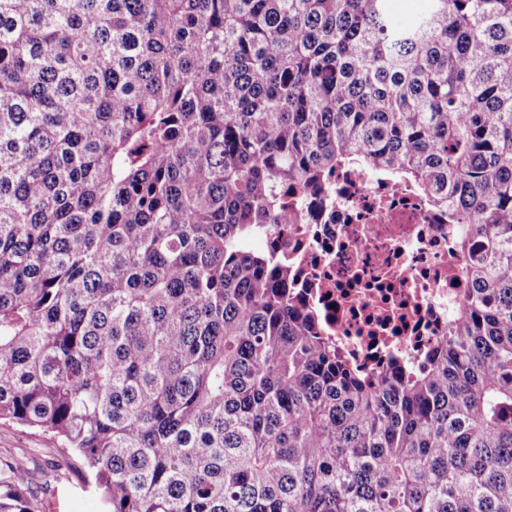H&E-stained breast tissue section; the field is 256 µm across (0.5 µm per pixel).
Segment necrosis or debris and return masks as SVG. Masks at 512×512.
Instances as JSON below:
<instances>
[{"mask_svg": "<svg viewBox=\"0 0 512 512\" xmlns=\"http://www.w3.org/2000/svg\"><path fill=\"white\" fill-rule=\"evenodd\" d=\"M335 191V203L265 246L293 259L296 301L319 313L349 363L370 377L422 367L470 286L464 227L376 170L338 173Z\"/></svg>", "mask_w": 512, "mask_h": 512, "instance_id": "obj_1", "label": "necrosis or debris"}]
</instances>
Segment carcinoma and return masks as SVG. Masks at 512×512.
Wrapping results in <instances>:
<instances>
[{"label": "carcinoma", "instance_id": "carcinoma-1", "mask_svg": "<svg viewBox=\"0 0 512 512\" xmlns=\"http://www.w3.org/2000/svg\"><path fill=\"white\" fill-rule=\"evenodd\" d=\"M348 167L471 257L374 381L249 247ZM1 420L102 512H512V0H0ZM388 3L393 22L397 26L405 27L414 22L429 0H389Z\"/></svg>", "mask_w": 512, "mask_h": 512}]
</instances>
